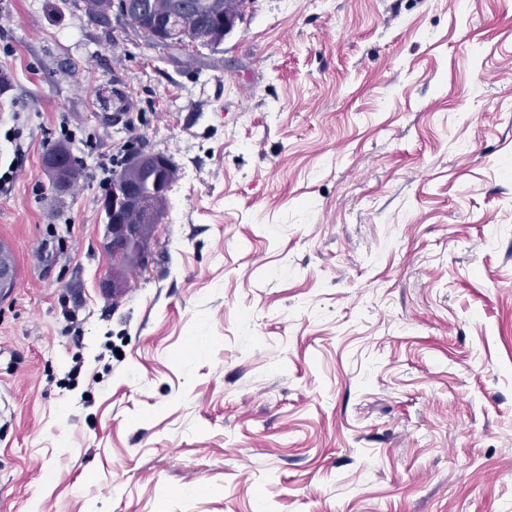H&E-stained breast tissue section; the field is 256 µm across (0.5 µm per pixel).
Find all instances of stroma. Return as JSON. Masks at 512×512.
<instances>
[{
	"label": "stroma",
	"mask_w": 512,
	"mask_h": 512,
	"mask_svg": "<svg viewBox=\"0 0 512 512\" xmlns=\"http://www.w3.org/2000/svg\"><path fill=\"white\" fill-rule=\"evenodd\" d=\"M0 24V512H512V0H253L199 53ZM134 148L178 177L114 299ZM69 167L68 154L63 150L56 151L51 155H44L42 158L44 173L53 185L62 190H66L68 186ZM12 260L8 246L0 242V296L8 293L14 287L16 269Z\"/></svg>",
	"instance_id": "35a3bbf8"
}]
</instances>
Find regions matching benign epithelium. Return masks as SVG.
Masks as SVG:
<instances>
[{
  "instance_id": "1",
  "label": "benign epithelium",
  "mask_w": 512,
  "mask_h": 512,
  "mask_svg": "<svg viewBox=\"0 0 512 512\" xmlns=\"http://www.w3.org/2000/svg\"><path fill=\"white\" fill-rule=\"evenodd\" d=\"M122 15L130 25L139 27L140 19L146 15L144 0H125ZM130 166L131 176L112 179V219L103 224L102 248L114 260L132 254L143 263L151 251L152 241L143 236L141 229L145 224L154 223L157 212L141 187V175L152 174L153 189L162 191L173 162L162 153L144 151L130 161ZM42 169L53 185L62 190L67 188L69 157L65 151L43 156ZM15 280L16 269L10 250L0 242V296L14 287Z\"/></svg>"
}]
</instances>
